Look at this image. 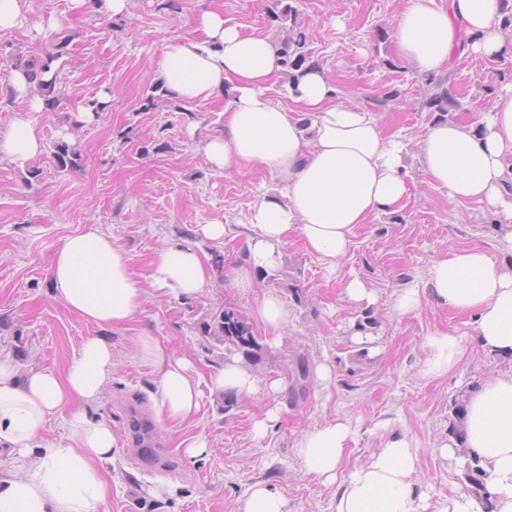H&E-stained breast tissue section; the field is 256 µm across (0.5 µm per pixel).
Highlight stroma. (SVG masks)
<instances>
[{
    "instance_id": "1",
    "label": "stroma",
    "mask_w": 512,
    "mask_h": 512,
    "mask_svg": "<svg viewBox=\"0 0 512 512\" xmlns=\"http://www.w3.org/2000/svg\"><path fill=\"white\" fill-rule=\"evenodd\" d=\"M222 2L225 17L245 31L281 37L270 0ZM25 4L26 26L0 32V57L43 56L62 33L71 44L55 63L54 104L32 115L26 101L0 97V130L32 115L45 144L32 162L39 177H31L29 168L0 163V354L62 373L84 337L99 333L111 344L112 375L88 409L91 418L111 424L116 441L111 462L103 466L106 500L96 512H236L257 482L281 493L288 512H328L334 487L309 474L296 453L302 433L327 419L350 428L343 471L366 463L390 435L404 433L419 448L425 488L446 494L463 483L464 464L442 459L437 447L469 390L511 370L512 357H488L471 345L448 376L423 378V339L437 329L467 336L472 326L467 317L430 303L416 314L397 316L392 295L424 274L448 246L480 244L510 263L512 252L503 248L501 224L484 204H449L420 168V135L434 115L423 105L425 82L397 60L387 38L405 0L295 2L308 51L343 96L369 105L379 89L401 90L399 102L379 118L409 143L412 196L402 212L360 229L348 256L332 269L290 236L281 264L258 281L260 290L277 291L288 305V325L278 336L257 323L254 295L224 281L225 265L243 261L250 203L275 190L277 182L260 167L242 174L211 168L198 149L199 137L223 127L221 103H186L159 89L156 62L164 45L190 36L195 16L211 0H130L119 17L74 8L72 0ZM52 18L58 26L47 27ZM446 70L467 118L512 86V57L465 53L452 56ZM91 99L105 102L106 109L87 122L81 114ZM62 140L80 152L79 169L56 168L52 155ZM87 224L111 234L137 278H146L165 242L187 240L209 257L213 279L187 299L148 288L134 320L98 329L70 312L48 282L62 240ZM204 224H224L230 232L208 240L198 233ZM356 277L374 291L372 305L344 296L345 285ZM292 284L303 289L302 301L289 292ZM225 306L253 323L261 338L265 357L254 373L286 380L301 358L311 368L324 364L332 371L328 382L312 379L305 399L281 402L279 420L261 439L254 438L252 424L274 404L265 395L240 397L229 411L221 396L204 395L198 415L182 425L157 417L156 375L135 351L134 336L150 334L166 351L188 357L195 376L207 379L223 366L224 346L206 337L203 325ZM369 319L375 322L374 342L364 353L353 334ZM137 409L153 420L152 443L166 452L160 463L143 464L134 452L131 413ZM200 434L209 442L206 455L186 457L181 441Z\"/></svg>"
}]
</instances>
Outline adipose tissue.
<instances>
[{
	"label": "adipose tissue",
	"instance_id": "ef3b65f1",
	"mask_svg": "<svg viewBox=\"0 0 512 512\" xmlns=\"http://www.w3.org/2000/svg\"><path fill=\"white\" fill-rule=\"evenodd\" d=\"M503 0H407L392 41L414 72L435 78L458 47L489 59L512 57L503 27ZM196 35L169 41L157 61L162 85L184 102L224 100V131L201 146L217 170H268L276 193L253 201L245 266L229 267L228 287L251 291L279 265L289 235L328 267L345 258L364 224L400 212L409 196L407 145L367 107L341 100L323 68L296 70L289 104L270 94L280 69L279 46L265 32H244L220 6L194 20ZM419 162L449 203L479 202L498 215L512 250V90L499 95L475 121L451 112L429 122ZM44 151L32 119H15L0 132V163L25 166ZM212 270L188 243L169 242L150 263L148 281L179 297L205 288ZM144 280V281H147ZM144 281L130 258L100 225L68 235L58 247L49 282L64 305L98 327L130 322L146 300ZM432 303L470 317L475 340L489 357L512 356V266L478 246L451 247L424 275L393 296L396 315ZM139 358L157 374L159 416L181 424L200 411L203 391L251 396L278 393L280 380L261 378L225 362L200 385L188 358L165 351L155 337H136ZM420 373L448 375L466 351L462 337L434 330L424 342ZM112 368V347L100 336L83 339L66 372L24 367L0 356V512H96L106 499L100 468L111 459L112 426L90 420ZM68 432L64 444L40 446L54 421ZM350 430L340 421L307 431L297 454L309 473L335 485L329 512H512V371L471 391L458 430L441 442L443 458L466 455L485 472L482 494L460 485L431 495L420 484L419 453L403 433L388 437L369 462L340 474Z\"/></svg>",
	"mask_w": 512,
	"mask_h": 512
}]
</instances>
